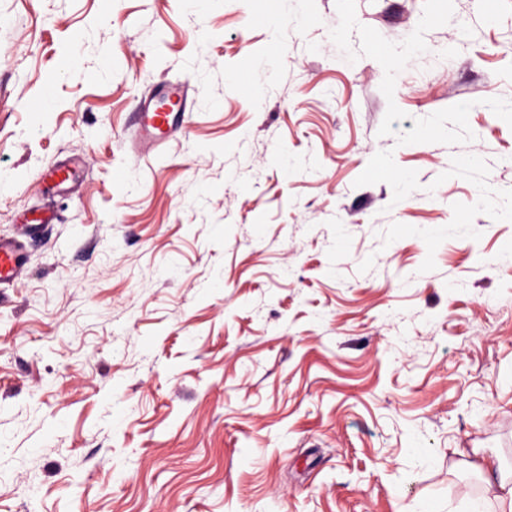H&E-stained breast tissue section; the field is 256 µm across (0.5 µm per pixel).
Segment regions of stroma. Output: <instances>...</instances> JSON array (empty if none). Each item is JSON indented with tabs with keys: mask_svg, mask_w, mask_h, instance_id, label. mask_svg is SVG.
<instances>
[{
	"mask_svg": "<svg viewBox=\"0 0 512 512\" xmlns=\"http://www.w3.org/2000/svg\"><path fill=\"white\" fill-rule=\"evenodd\" d=\"M256 3L0 0V235L56 218L0 284V512H464L512 467V0ZM169 105V111L163 110ZM187 85L180 81L155 84L134 116L133 144L141 154L157 153L184 126L189 112ZM80 166L78 159L57 162L46 168L42 173V179L52 189L70 190L75 179L77 168Z\"/></svg>",
	"mask_w": 512,
	"mask_h": 512,
	"instance_id": "35a3bbf8",
	"label": "stroma"
}]
</instances>
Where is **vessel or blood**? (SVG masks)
Instances as JSON below:
<instances>
[{
  "label": "vessel or blood",
  "mask_w": 512,
  "mask_h": 512,
  "mask_svg": "<svg viewBox=\"0 0 512 512\" xmlns=\"http://www.w3.org/2000/svg\"><path fill=\"white\" fill-rule=\"evenodd\" d=\"M189 110L187 87L180 81L155 84L134 117L133 144L141 154L157 153L184 126ZM78 159L61 161L46 168L42 179L51 187L71 189ZM48 211L32 213L16 236H0V284L21 281L26 273L27 253L24 241L39 232L42 225L53 222Z\"/></svg>",
  "instance_id": "1"
}]
</instances>
